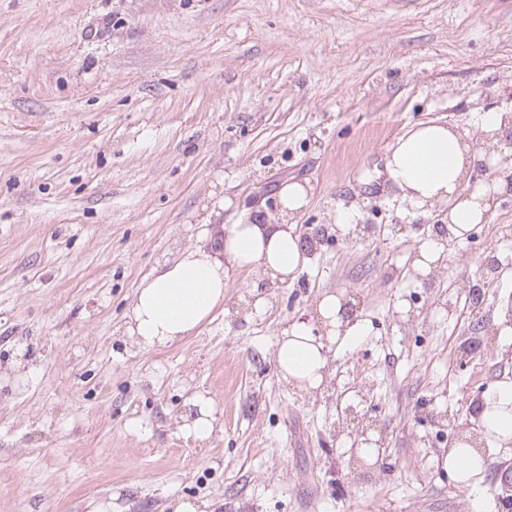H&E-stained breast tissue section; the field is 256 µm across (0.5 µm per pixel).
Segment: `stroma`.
Segmentation results:
<instances>
[{
	"label": "stroma",
	"instance_id": "obj_1",
	"mask_svg": "<svg viewBox=\"0 0 512 512\" xmlns=\"http://www.w3.org/2000/svg\"><path fill=\"white\" fill-rule=\"evenodd\" d=\"M488 111L512 113V0H0V512H512V446L473 492L444 465L512 381V335H491L512 278L465 310L481 258H512V193L421 283L433 221L385 174L414 124ZM291 181L298 230L327 231L295 280L256 266L196 336H125L143 277L214 225L281 219ZM342 204L374 236L336 233ZM326 292L366 332L304 392L276 338ZM194 393L216 408L202 444L180 430ZM352 404L387 442L365 473ZM309 190L300 182H288L279 192V203L283 210L289 213L301 211L308 204Z\"/></svg>",
	"mask_w": 512,
	"mask_h": 512
}]
</instances>
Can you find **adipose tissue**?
<instances>
[{
	"label": "adipose tissue",
	"instance_id": "1",
	"mask_svg": "<svg viewBox=\"0 0 512 512\" xmlns=\"http://www.w3.org/2000/svg\"><path fill=\"white\" fill-rule=\"evenodd\" d=\"M484 151L473 149L469 131L444 123L421 122L388 149L386 172L402 192L409 214L440 212L449 235L464 240L475 225L486 223L497 199L512 185V173L475 179ZM309 262L295 225L257 218L208 231L206 240L182 249L177 257L144 278L135 290L126 333L145 347H165L192 336L224 301L231 271L261 266L284 283ZM341 301L324 295L318 312L325 329L315 334L294 323L277 338L279 374L299 388L314 390L325 379L331 345L337 338L362 335L339 315ZM479 426L496 445L512 444V382L496 384L478 408Z\"/></svg>",
	"mask_w": 512,
	"mask_h": 512
}]
</instances>
